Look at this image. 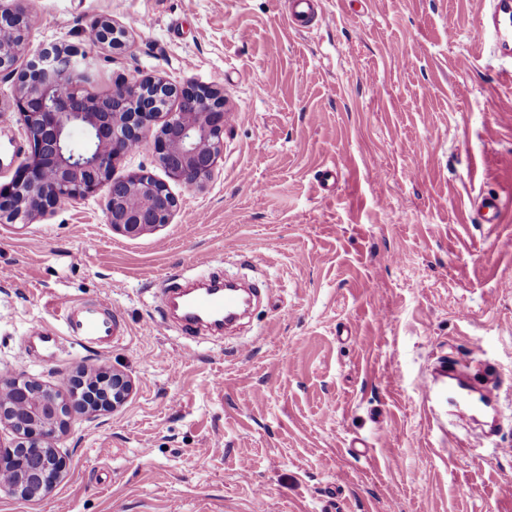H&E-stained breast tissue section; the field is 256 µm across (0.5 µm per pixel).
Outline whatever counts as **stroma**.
<instances>
[{
  "mask_svg": "<svg viewBox=\"0 0 512 512\" xmlns=\"http://www.w3.org/2000/svg\"><path fill=\"white\" fill-rule=\"evenodd\" d=\"M29 51L71 53L79 94L156 77L224 95L233 119L211 179L168 180L152 146L112 175L169 182L178 207L137 238L106 196L0 220V376L65 390L84 372L131 383L116 409L72 415L63 478L0 512H512V83L471 38L480 0H324L301 31L288 0H28ZM127 27L99 43L101 20ZM0 73V184L29 145ZM339 166L332 190L323 167ZM216 266L278 284L236 334L168 322L164 278ZM105 299L107 353L64 340L50 359L28 328L63 333L64 305ZM468 318H460V310ZM499 377L494 446L483 416L455 424L420 385L437 361ZM503 203L500 196H484L477 202V210L485 224H493L496 227L501 224Z\"/></svg>",
  "mask_w": 512,
  "mask_h": 512,
  "instance_id": "stroma-1",
  "label": "stroma"
}]
</instances>
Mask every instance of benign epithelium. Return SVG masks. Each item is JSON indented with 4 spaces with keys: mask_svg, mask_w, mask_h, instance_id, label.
I'll list each match as a JSON object with an SVG mask.
<instances>
[{
    "mask_svg": "<svg viewBox=\"0 0 512 512\" xmlns=\"http://www.w3.org/2000/svg\"><path fill=\"white\" fill-rule=\"evenodd\" d=\"M0 11V30L21 32L28 26L25 0ZM97 38L119 45L125 31L104 21ZM18 73L13 110L31 144L11 181L0 187V219L10 222L44 214L62 202H84L105 191L108 224L128 238H136L169 222L178 200L168 185L148 174L133 172L114 179L116 161L134 152V146L152 145L167 175L190 188L211 178L224 151V128L229 116L224 97L208 87L180 88L161 78L135 80L108 97L109 105L62 87L74 82L77 68L69 55L56 47L32 55L24 46L0 47V72ZM175 108H170V105ZM83 130L89 146L74 148L70 126ZM100 398L80 406L114 408L125 400L129 384L123 376L97 383ZM45 388L33 377L0 378V424L19 435L21 448L51 447L63 430L71 410L53 398L31 399ZM18 483L0 484L12 496L40 472L39 455L7 451Z\"/></svg>",
    "mask_w": 512,
    "mask_h": 512,
    "instance_id": "obj_1",
    "label": "benign epithelium"
}]
</instances>
